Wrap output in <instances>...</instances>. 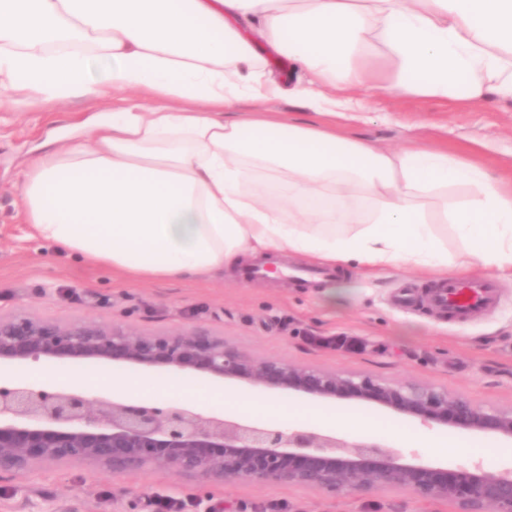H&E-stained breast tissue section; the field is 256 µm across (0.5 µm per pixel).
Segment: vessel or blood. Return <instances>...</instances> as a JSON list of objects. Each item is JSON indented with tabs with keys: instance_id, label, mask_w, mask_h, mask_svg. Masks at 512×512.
<instances>
[{
	"instance_id": "1",
	"label": "vessel or blood",
	"mask_w": 512,
	"mask_h": 512,
	"mask_svg": "<svg viewBox=\"0 0 512 512\" xmlns=\"http://www.w3.org/2000/svg\"><path fill=\"white\" fill-rule=\"evenodd\" d=\"M333 274V269L315 267L291 270L289 277L306 285L321 283ZM426 296L436 310L454 321L462 322L493 308L499 299V290L493 281L485 278L462 280L451 276L428 288Z\"/></svg>"
}]
</instances>
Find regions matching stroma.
<instances>
[{"label":"stroma","mask_w":512,"mask_h":512,"mask_svg":"<svg viewBox=\"0 0 512 512\" xmlns=\"http://www.w3.org/2000/svg\"><path fill=\"white\" fill-rule=\"evenodd\" d=\"M371 120L348 125L340 117L311 112L284 96L242 112L333 125L351 137L386 149L410 141L443 150L484 168L512 174V103L446 104L406 98L385 87L367 98ZM90 101L56 103L31 112H0V317L23 312L59 322L89 320L129 325L156 335L200 324L256 359L422 384L480 407L512 409V277L498 278L500 299L485 315L448 321L426 303L395 305L398 288H429L415 271L385 268L351 271L347 299L330 300L324 289L300 288L285 277L208 282L172 280L129 287L107 273L32 238L21 208L19 181L25 165L46 142L65 138L72 125L102 114ZM346 431L353 417L381 419L377 436L395 449L392 431L403 428L450 439L437 454L416 449L423 462L455 468L486 455V470L512 467V440L455 427L423 426L369 403L325 404ZM181 501L186 512H460L457 504L422 500L404 488L365 498L330 495L289 484L202 483L169 469L114 475L106 467L74 464L0 477V512H157L162 501Z\"/></svg>","instance_id":"obj_1"}]
</instances>
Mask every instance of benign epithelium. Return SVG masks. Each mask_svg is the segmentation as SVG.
Returning <instances> with one entry per match:
<instances>
[{
  "instance_id": "benign-epithelium-1",
  "label": "benign epithelium",
  "mask_w": 512,
  "mask_h": 512,
  "mask_svg": "<svg viewBox=\"0 0 512 512\" xmlns=\"http://www.w3.org/2000/svg\"><path fill=\"white\" fill-rule=\"evenodd\" d=\"M163 367L244 381L314 400L354 399L436 424L512 439V410L478 407L419 384L339 374L284 359L256 360L202 326L143 335L130 326L58 322L25 313L0 318V362ZM100 465L113 474L172 468L204 482L295 484L369 496L405 487L462 512H512V469L412 463L364 433L336 434L201 412L174 401L88 396L77 383L0 384V475L36 466Z\"/></svg>"
}]
</instances>
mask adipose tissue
<instances>
[{"mask_svg": "<svg viewBox=\"0 0 512 512\" xmlns=\"http://www.w3.org/2000/svg\"><path fill=\"white\" fill-rule=\"evenodd\" d=\"M258 38L306 73L294 98L352 122L368 120L357 97L376 89L377 43L401 94L512 101V0H0V112L133 95L23 170L33 238L131 285L233 276L283 253L340 269L512 275L503 176L415 141L385 150L332 126L225 120L242 100L283 93L260 77ZM439 223L460 254L444 248ZM77 380L91 394L108 384L197 397L193 386L89 370ZM223 397L285 423L337 422L325 409Z\"/></svg>", "mask_w": 512, "mask_h": 512, "instance_id": "adipose-tissue-1", "label": "adipose tissue"}]
</instances>
